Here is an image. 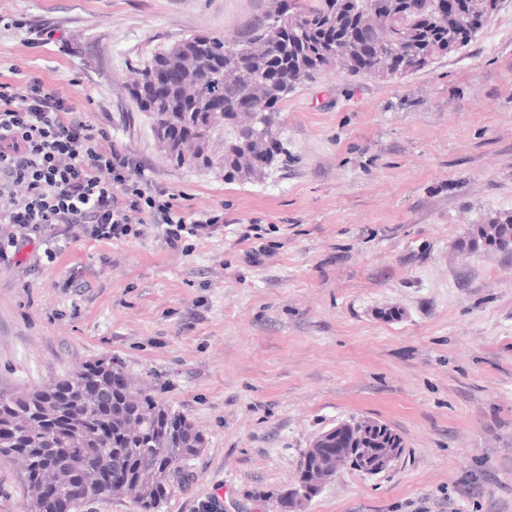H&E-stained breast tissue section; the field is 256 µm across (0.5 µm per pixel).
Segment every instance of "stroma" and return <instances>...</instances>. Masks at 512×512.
Listing matches in <instances>:
<instances>
[{"label":"stroma","mask_w":512,"mask_h":512,"mask_svg":"<svg viewBox=\"0 0 512 512\" xmlns=\"http://www.w3.org/2000/svg\"><path fill=\"white\" fill-rule=\"evenodd\" d=\"M273 2L0 0L1 80L40 78L186 214L220 218L186 251L152 224L1 258L0 388L103 360L180 411L205 447L160 512H282L315 437L361 417L402 458L343 469L301 512H512V259L456 251L512 211V0L418 72L298 86L279 106L288 158L261 178L173 167L131 69L194 33L236 36ZM30 503L0 459V512Z\"/></svg>","instance_id":"35a3bbf8"}]
</instances>
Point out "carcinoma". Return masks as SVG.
Segmentation results:
<instances>
[{
	"label": "carcinoma",
	"mask_w": 512,
	"mask_h": 512,
	"mask_svg": "<svg viewBox=\"0 0 512 512\" xmlns=\"http://www.w3.org/2000/svg\"><path fill=\"white\" fill-rule=\"evenodd\" d=\"M276 0L274 10L234 36L193 34L135 68L130 95L166 159L177 168H219L224 180L263 173L282 151L277 106L324 70L403 76L433 57L469 44L499 0ZM468 255L493 251L512 258V211L474 224L457 242ZM351 436H321L318 456L304 455L284 509L327 456ZM204 437L181 413L136 389L96 361L26 394L0 389V457L21 464L31 512H70L81 500L112 496L101 449L112 472L142 484L135 512H159L172 477L200 454Z\"/></svg>",
	"instance_id": "cac0c4a2"
}]
</instances>
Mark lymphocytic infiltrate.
I'll return each mask as SVG.
<instances>
[{
	"mask_svg": "<svg viewBox=\"0 0 512 512\" xmlns=\"http://www.w3.org/2000/svg\"><path fill=\"white\" fill-rule=\"evenodd\" d=\"M106 138L41 79L0 81V224L9 229L0 255L39 240L52 259L60 236L137 239L148 224L162 225L173 248L207 233L214 217L188 219L176 194L150 188L126 151L104 147Z\"/></svg>",
	"mask_w": 512,
	"mask_h": 512,
	"instance_id": "1",
	"label": "lymphocytic infiltrate"
}]
</instances>
